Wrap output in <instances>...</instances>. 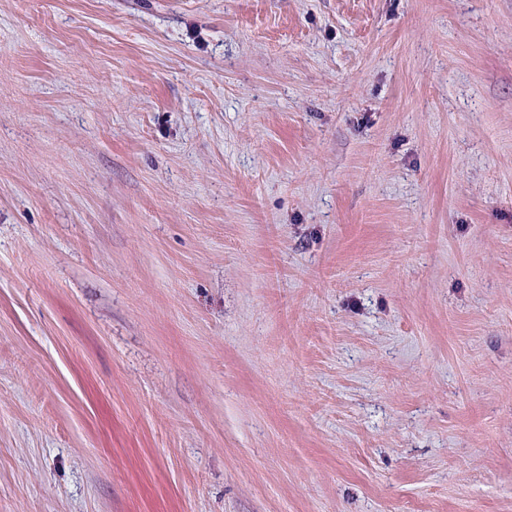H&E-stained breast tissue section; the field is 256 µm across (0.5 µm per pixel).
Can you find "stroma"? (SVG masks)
<instances>
[{"mask_svg":"<svg viewBox=\"0 0 512 512\" xmlns=\"http://www.w3.org/2000/svg\"><path fill=\"white\" fill-rule=\"evenodd\" d=\"M0 512H512V0H0Z\"/></svg>","mask_w":512,"mask_h":512,"instance_id":"obj_1","label":"stroma"}]
</instances>
